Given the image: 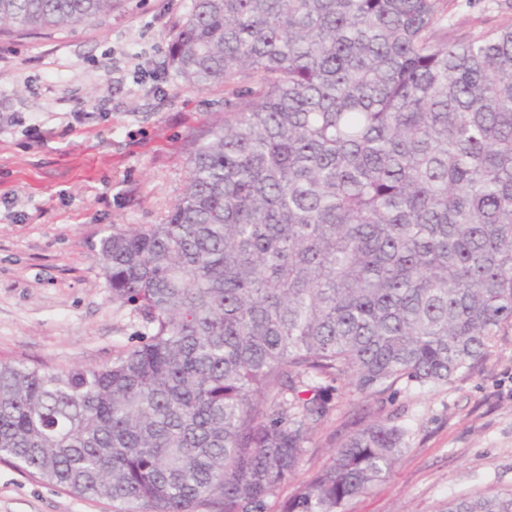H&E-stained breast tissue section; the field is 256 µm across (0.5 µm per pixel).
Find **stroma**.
I'll list each match as a JSON object with an SVG mask.
<instances>
[{
    "label": "stroma",
    "instance_id": "stroma-1",
    "mask_svg": "<svg viewBox=\"0 0 512 512\" xmlns=\"http://www.w3.org/2000/svg\"><path fill=\"white\" fill-rule=\"evenodd\" d=\"M185 0H119L64 31L0 35V359L48 371L111 361L141 331L116 313L93 246L115 224H158L187 177L185 145L224 113L235 84L196 89L169 63ZM449 31L512 24V0H448ZM391 420L405 450L342 512H438L512 490V335L441 387L399 381L365 397L333 384L302 462L271 500L328 465L361 420ZM0 512H112L0 461Z\"/></svg>",
    "mask_w": 512,
    "mask_h": 512
}]
</instances>
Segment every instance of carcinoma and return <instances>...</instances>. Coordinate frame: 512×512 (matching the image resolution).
Masks as SVG:
<instances>
[{"mask_svg": "<svg viewBox=\"0 0 512 512\" xmlns=\"http://www.w3.org/2000/svg\"><path fill=\"white\" fill-rule=\"evenodd\" d=\"M446 0H187L189 86L253 81L194 135L160 224L94 246L144 332L112 362L0 360V460L114 512H268L323 381L439 387L512 333V25L450 37ZM116 0H0V32ZM405 431L356 429L280 512H339ZM440 512H512V492Z\"/></svg>", "mask_w": 512, "mask_h": 512, "instance_id": "cac0c4a2", "label": "carcinoma"}]
</instances>
